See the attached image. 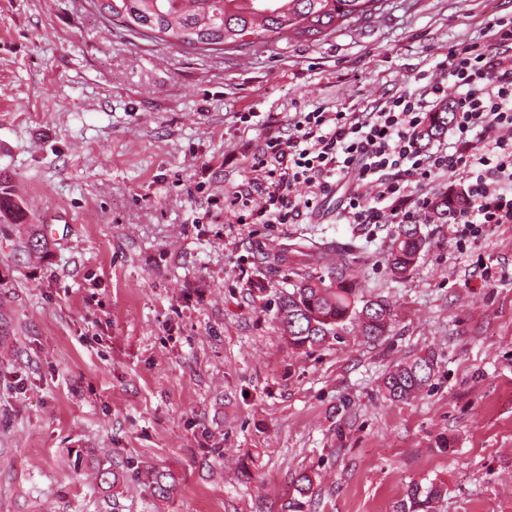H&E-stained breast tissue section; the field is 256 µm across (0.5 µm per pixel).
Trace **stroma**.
<instances>
[{
  "label": "stroma",
  "mask_w": 512,
  "mask_h": 512,
  "mask_svg": "<svg viewBox=\"0 0 512 512\" xmlns=\"http://www.w3.org/2000/svg\"><path fill=\"white\" fill-rule=\"evenodd\" d=\"M512 0H387L320 42L201 54L98 17L88 0H0V174L51 242L0 238V512H395L444 483L438 512H512V224L457 246L449 225L393 279L391 224H347L339 194L285 224H231L268 134L295 113L422 94L450 45ZM304 239L351 249L389 336L357 323L313 354L276 319ZM494 280L485 283L483 270ZM432 354L430 384L383 376ZM171 471L157 503L128 478L104 499L80 453ZM436 364L434 355L427 354L396 365L383 378L385 398L391 402L413 398L431 382Z\"/></svg>",
  "instance_id": "stroma-1"
}]
</instances>
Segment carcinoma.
<instances>
[{
    "label": "carcinoma",
    "mask_w": 512,
    "mask_h": 512,
    "mask_svg": "<svg viewBox=\"0 0 512 512\" xmlns=\"http://www.w3.org/2000/svg\"><path fill=\"white\" fill-rule=\"evenodd\" d=\"M387 0H90L104 20L119 19L130 32L147 39L203 53H224L247 48L246 37L275 41L315 42L336 34L351 23L383 10ZM453 104L432 113L425 137L431 140L448 129ZM464 205L458 193L434 200L437 215L443 219ZM27 225V236L17 241V251L29 257L49 252L40 224L27 223L24 208L7 191L0 189V235L6 226ZM425 245L418 224H399L394 230L388 253L392 275L402 278L412 270ZM352 253L340 250L327 275L295 273L292 290L279 298L276 319L289 348L315 352L336 338L348 321L360 323L363 335L377 341L390 330L394 310L382 297L366 299L350 280ZM436 367L432 355L418 356L392 368L383 378L384 396L391 402L408 400L431 382ZM103 496L124 485V472L111 461L89 455ZM135 478L152 490L160 501L170 499L177 484L170 471L143 465ZM445 488L436 483L415 486L397 512H436Z\"/></svg>",
    "instance_id": "carcinoma-1"
}]
</instances>
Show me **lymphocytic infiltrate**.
Returning <instances> with one entry per match:
<instances>
[{
	"instance_id": "1",
	"label": "lymphocytic infiltrate",
	"mask_w": 512,
	"mask_h": 512,
	"mask_svg": "<svg viewBox=\"0 0 512 512\" xmlns=\"http://www.w3.org/2000/svg\"><path fill=\"white\" fill-rule=\"evenodd\" d=\"M485 37L449 46L427 94L402 93L369 112L299 113L288 132L265 143L256 165L261 204H253L251 189L236 191L224 198L226 218L246 209L255 223L284 224L339 188L347 223L430 222L431 202L413 185L452 172L462 175L467 201L452 218L457 237L512 224V20H490ZM452 88L461 92L452 148L428 151L419 132L432 102L446 101Z\"/></svg>"
}]
</instances>
